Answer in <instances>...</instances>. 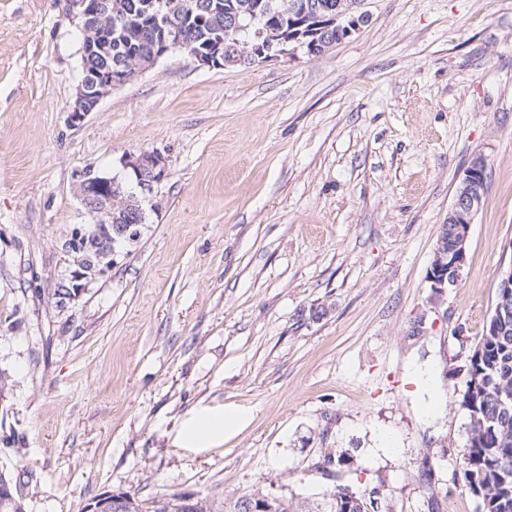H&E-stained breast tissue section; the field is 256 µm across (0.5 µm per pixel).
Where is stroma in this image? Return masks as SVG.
Segmentation results:
<instances>
[{
  "label": "stroma",
  "mask_w": 512,
  "mask_h": 512,
  "mask_svg": "<svg viewBox=\"0 0 512 512\" xmlns=\"http://www.w3.org/2000/svg\"><path fill=\"white\" fill-rule=\"evenodd\" d=\"M318 56L204 67L173 51L77 125L68 0H0V472L25 512L126 491L340 488L382 512H475L463 369L512 269V0H364ZM168 176L104 276L57 310L96 218L78 174ZM487 188L458 284L428 281L470 157ZM239 414L222 444L180 440ZM125 168L136 177V189L141 197L151 194L154 186L166 177V168L160 155L150 152L126 153L121 158ZM238 418L233 414H198L189 423L182 439L196 448H209L224 441V430L236 426Z\"/></svg>",
  "instance_id": "35a3bbf8"
}]
</instances>
